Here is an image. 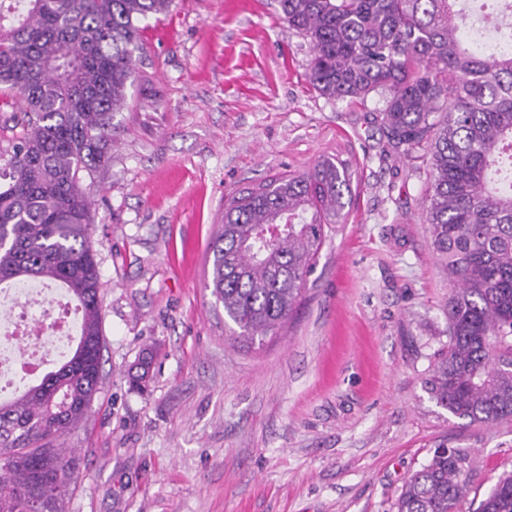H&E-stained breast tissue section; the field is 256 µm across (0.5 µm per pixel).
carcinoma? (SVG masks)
<instances>
[{
    "mask_svg": "<svg viewBox=\"0 0 512 512\" xmlns=\"http://www.w3.org/2000/svg\"><path fill=\"white\" fill-rule=\"evenodd\" d=\"M174 0H0V87L30 117L0 171V289L59 283L81 313L73 355L40 382L0 399V512H62L78 465L56 446L87 413L101 376L100 274L90 197L80 173L109 161L114 114L140 49L139 23ZM277 0L288 29L309 39L306 80L323 97L383 105L373 123L382 152L422 154L431 246L445 269L448 345L424 385L458 418H512V26H494L498 50L476 53L489 17L512 0ZM348 161L322 157L224 208L213 246L212 294L236 339L263 344L286 323L332 225L352 203ZM143 355L131 382L150 381ZM468 454L441 446L405 482L396 512H458ZM476 512H512V472Z\"/></svg>",
    "mask_w": 512,
    "mask_h": 512,
    "instance_id": "1",
    "label": "carcinoma"
}]
</instances>
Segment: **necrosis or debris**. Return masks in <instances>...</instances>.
<instances>
[{"label":"necrosis or debris","mask_w":512,"mask_h":512,"mask_svg":"<svg viewBox=\"0 0 512 512\" xmlns=\"http://www.w3.org/2000/svg\"><path fill=\"white\" fill-rule=\"evenodd\" d=\"M0 395L36 376L77 331V312L58 289L23 283L0 291Z\"/></svg>","instance_id":"4bbe7bcc"}]
</instances>
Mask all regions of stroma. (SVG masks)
I'll list each match as a JSON object with an SVG mask.
<instances>
[{"label": "stroma", "instance_id": "obj_1", "mask_svg": "<svg viewBox=\"0 0 512 512\" xmlns=\"http://www.w3.org/2000/svg\"><path fill=\"white\" fill-rule=\"evenodd\" d=\"M92 201L105 340L99 390L60 441L65 512H395L445 443L470 457L460 512L512 471V418L473 423L424 389L448 341V275L430 245L422 162L383 154L381 104L322 97L310 42L275 0H174L144 22ZM0 91V169L23 117ZM357 163L346 223L263 345L235 340L212 294V243L246 189ZM154 351L147 392L128 370Z\"/></svg>", "mask_w": 512, "mask_h": 512}]
</instances>
